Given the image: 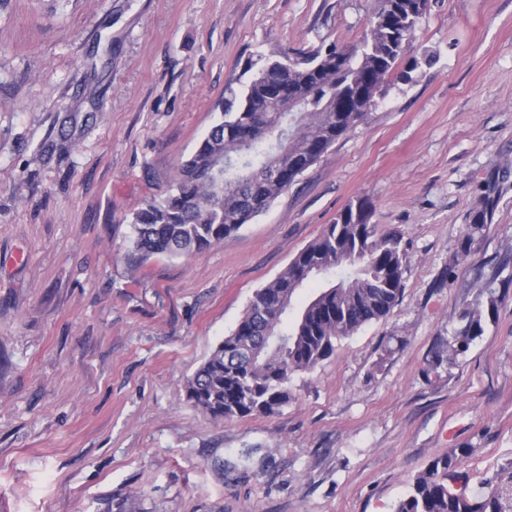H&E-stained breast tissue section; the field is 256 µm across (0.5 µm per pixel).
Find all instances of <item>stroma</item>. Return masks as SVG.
Returning <instances> with one entry per match:
<instances>
[{"instance_id": "obj_1", "label": "stroma", "mask_w": 512, "mask_h": 512, "mask_svg": "<svg viewBox=\"0 0 512 512\" xmlns=\"http://www.w3.org/2000/svg\"><path fill=\"white\" fill-rule=\"evenodd\" d=\"M372 5L0 0V512H394L450 449L474 490L512 459V288L430 367L480 284L512 275V0H431L411 45L435 64L265 213L199 254L127 256L133 212L249 62L355 45ZM359 197L403 235L393 313L294 375L274 415L193 408L188 378L254 293Z\"/></svg>"}]
</instances>
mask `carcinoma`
Segmentation results:
<instances>
[{
    "label": "carcinoma",
    "mask_w": 512,
    "mask_h": 512,
    "mask_svg": "<svg viewBox=\"0 0 512 512\" xmlns=\"http://www.w3.org/2000/svg\"><path fill=\"white\" fill-rule=\"evenodd\" d=\"M430 0H374L371 26L359 43H321L306 52L259 55L260 65L240 91L227 88L222 120L176 169L160 199L131 218L129 258L199 254L236 233L350 130L364 122L391 78L435 62L434 52L400 68L406 46ZM224 185L211 169L217 158ZM366 198L348 204L288 267L258 290L236 328L187 380L191 405L216 421L272 415L288 404V381L332 356L342 339L388 316L403 290V235L377 234ZM319 270L326 282L296 311L297 291ZM500 289L485 282L461 314L453 340L434 353L438 368L465 353L493 316ZM281 337L277 346L265 337ZM468 454L453 448L413 480L395 512H512V460L469 489L459 471Z\"/></svg>",
    "instance_id": "1"
}]
</instances>
